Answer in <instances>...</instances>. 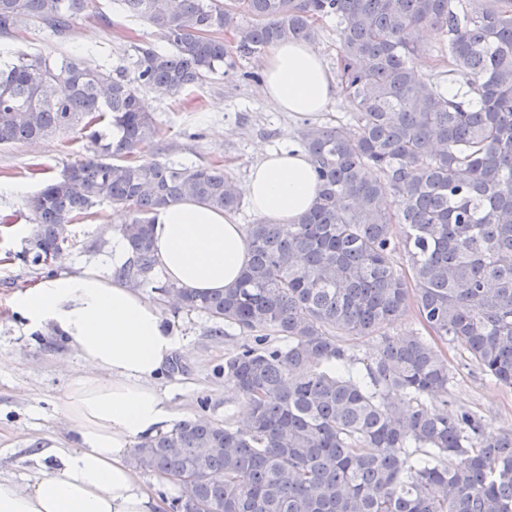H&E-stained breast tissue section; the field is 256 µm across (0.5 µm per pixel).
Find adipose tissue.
I'll use <instances>...</instances> for the list:
<instances>
[{
    "instance_id": "obj_1",
    "label": "adipose tissue",
    "mask_w": 512,
    "mask_h": 512,
    "mask_svg": "<svg viewBox=\"0 0 512 512\" xmlns=\"http://www.w3.org/2000/svg\"><path fill=\"white\" fill-rule=\"evenodd\" d=\"M262 94L277 111L324 112L336 81L306 41H284L264 56ZM317 189L307 154L266 151L241 187L251 210L291 224ZM158 266L178 287L212 293L233 286L248 260L235 216L195 200L162 208L152 229ZM31 327L60 332L81 362L62 415L75 439L40 453L47 471L25 485L0 477V512H163L165 505L129 462L135 443L163 431L177 414L156 386L181 341L160 309L124 281L98 270L48 279L17 292Z\"/></svg>"
}]
</instances>
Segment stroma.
I'll return each mask as SVG.
<instances>
[{"mask_svg": "<svg viewBox=\"0 0 512 512\" xmlns=\"http://www.w3.org/2000/svg\"><path fill=\"white\" fill-rule=\"evenodd\" d=\"M96 4V14L73 19L63 33L31 27L0 37V50L52 58L81 54L112 68L122 64L130 45L157 42L146 22L124 14L113 0ZM260 63L257 57L240 60L233 71L176 96L144 91V106L163 135L141 148L140 159L189 168L220 164L240 185L266 150L283 146L288 137L299 140L304 118L276 111L252 80ZM90 147L84 134L73 130L0 149V477L20 483L39 469L34 449L66 448L73 440L60 406L68 373L78 368L79 359L55 332L30 328L12 308L11 298L50 277L90 268L111 273L112 239L118 234L115 211L103 204L72 225L61 254L33 262L27 198L87 155ZM146 295L159 305L165 326L182 340L175 354L179 369L165 370L157 382L179 419L239 426L244 399L225 382L222 369L225 359L247 342V334L227 327L215 335V324L206 315L175 307L157 291L147 290ZM442 350L452 371V404L477 412L488 431L512 430V388L484 376L460 342L444 344Z\"/></svg>", "mask_w": 512, "mask_h": 512, "instance_id": "obj_1", "label": "stroma"}]
</instances>
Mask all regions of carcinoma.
<instances>
[{"mask_svg": "<svg viewBox=\"0 0 512 512\" xmlns=\"http://www.w3.org/2000/svg\"><path fill=\"white\" fill-rule=\"evenodd\" d=\"M114 2L165 47L135 44L112 70L80 55H0V147L78 126L97 147L28 199L33 262L107 202L127 215L117 278L253 334L223 369L248 428L185 420L140 442L133 466L183 486L171 512H512V431L488 432L464 406L449 414L447 357L413 332L385 333L413 310L512 388V0ZM94 6L0 0V35L61 32ZM328 19L352 123L301 132L313 206L288 226H247L234 286L157 284L158 211L190 198L233 212L240 197L220 166L128 161L161 134L141 93L177 95L276 43L315 40ZM426 28L448 59L434 79L414 66ZM447 82L465 88L460 99ZM270 332L288 345H268ZM368 336L377 353L355 374L345 342ZM433 393L443 399L430 405Z\"/></svg>", "mask_w": 512, "mask_h": 512, "instance_id": "carcinoma-1", "label": "carcinoma"}]
</instances>
